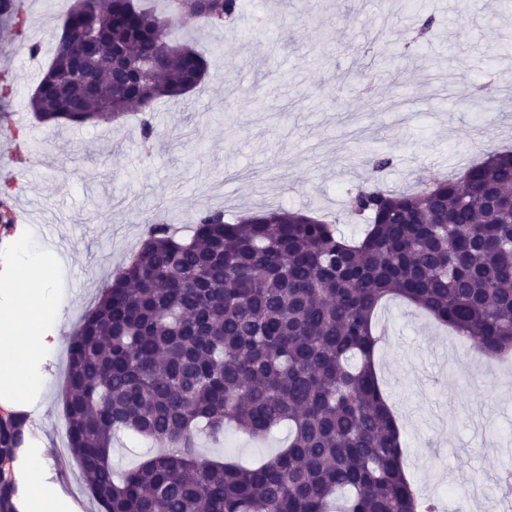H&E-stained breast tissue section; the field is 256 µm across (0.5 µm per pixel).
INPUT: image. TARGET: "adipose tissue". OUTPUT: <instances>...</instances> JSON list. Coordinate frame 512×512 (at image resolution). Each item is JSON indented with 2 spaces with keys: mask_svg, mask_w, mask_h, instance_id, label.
<instances>
[{
  "mask_svg": "<svg viewBox=\"0 0 512 512\" xmlns=\"http://www.w3.org/2000/svg\"><path fill=\"white\" fill-rule=\"evenodd\" d=\"M31 228H19L11 245L28 279L10 283L8 303H0V405L10 406L25 395L38 378V364L57 346L56 310L49 296L50 278L45 255L28 248Z\"/></svg>",
  "mask_w": 512,
  "mask_h": 512,
  "instance_id": "adipose-tissue-1",
  "label": "adipose tissue"
}]
</instances>
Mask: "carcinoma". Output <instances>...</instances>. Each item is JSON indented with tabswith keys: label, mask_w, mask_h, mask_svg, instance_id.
Here are the masks:
<instances>
[{
	"label": "carcinoma",
	"mask_w": 512,
	"mask_h": 512,
	"mask_svg": "<svg viewBox=\"0 0 512 512\" xmlns=\"http://www.w3.org/2000/svg\"><path fill=\"white\" fill-rule=\"evenodd\" d=\"M73 0L60 45L28 106L41 122L110 124L197 88L206 59L156 31L194 20L214 29L240 0ZM15 32L25 18L0 0ZM120 51L92 81L111 111L76 87L69 48ZM349 211L369 227L347 239L302 211L200 215L180 241L157 219L100 291L67 344L68 447L104 512H434L403 471L405 449L374 367L373 319L404 300L491 355L512 350V151L420 191L362 188ZM22 415L0 420V460L25 437ZM286 425L288 447L253 467L197 452L194 433L263 438ZM162 445L127 472L112 437ZM0 512H19L0 479Z\"/></svg>",
	"instance_id": "1"
}]
</instances>
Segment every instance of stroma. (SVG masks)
<instances>
[{"label":"stroma","mask_w":512,"mask_h":512,"mask_svg":"<svg viewBox=\"0 0 512 512\" xmlns=\"http://www.w3.org/2000/svg\"><path fill=\"white\" fill-rule=\"evenodd\" d=\"M24 36L36 58L8 59L15 81L5 109L21 113V140L36 144V168L10 173L24 183L37 231L34 248L57 253L52 268L61 313L58 348L26 398L25 445L66 439L57 375L66 345L110 275L139 248L163 214L178 233L206 210L233 218L270 208L265 179L275 176L280 205L307 210L348 237L363 223L347 212L350 192L377 186L415 190L455 173L459 155L483 160L512 148V0H242L232 27H168L169 41L191 43L208 76L177 100H160L151 150L137 120L57 127L27 106L61 35L62 8L29 0ZM430 32L411 40L425 17ZM384 154L390 164L373 170ZM377 328L388 338L375 364L401 421L406 463L420 492L466 481L492 491L512 479V363L472 358V344L392 299ZM287 431L255 442L230 433L200 441L210 457L248 461L273 455ZM73 455L52 454L30 476L57 495L61 512H98L94 498L68 490Z\"/></svg>","instance_id":"obj_1"}]
</instances>
